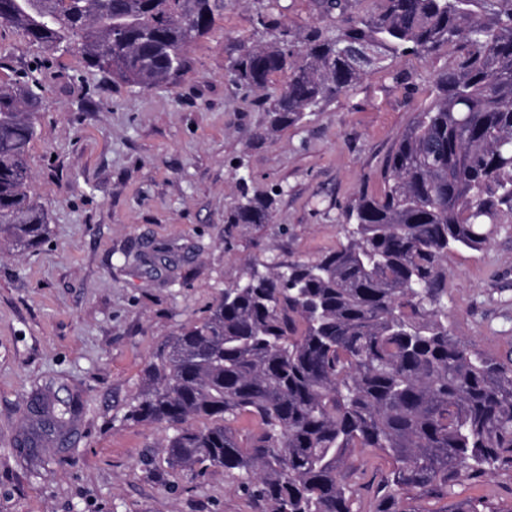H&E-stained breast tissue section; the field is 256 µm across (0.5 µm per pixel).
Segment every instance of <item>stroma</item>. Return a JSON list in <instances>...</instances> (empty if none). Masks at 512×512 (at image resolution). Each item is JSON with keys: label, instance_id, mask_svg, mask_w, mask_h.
Segmentation results:
<instances>
[{"label": "stroma", "instance_id": "obj_1", "mask_svg": "<svg viewBox=\"0 0 512 512\" xmlns=\"http://www.w3.org/2000/svg\"><path fill=\"white\" fill-rule=\"evenodd\" d=\"M267 0H224V16L188 51L171 86L140 90L81 57L40 53L0 24V82L36 78L46 106L29 152L30 187L48 211V239L0 252V512H259L223 471L170 488L147 473L162 428L125 414L146 361L254 268L314 259L344 239L343 211L380 195L383 166L415 112L432 100L433 59L404 56L364 75L298 125L262 136L267 92L234 84L241 45L270 35ZM275 195L269 224H228L242 194ZM484 250L448 255V329L512 359V214L486 225ZM75 407L62 445L36 462L24 438L35 390ZM481 496L512 507V469L459 478L425 512Z\"/></svg>", "mask_w": 512, "mask_h": 512}]
</instances>
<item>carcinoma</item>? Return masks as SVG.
Returning <instances> with one entry per match:
<instances>
[{
  "instance_id": "1",
  "label": "carcinoma",
  "mask_w": 512,
  "mask_h": 512,
  "mask_svg": "<svg viewBox=\"0 0 512 512\" xmlns=\"http://www.w3.org/2000/svg\"><path fill=\"white\" fill-rule=\"evenodd\" d=\"M319 25L284 29L266 15L261 46L229 67L270 98L266 132L302 122L368 70L445 51L434 97L401 134L382 195L344 212L347 242L314 260L251 270L149 361L126 413L171 434L142 460L152 473L220 468L263 512H356L357 448L388 462L373 512H418L409 493L448 495L512 467V362L448 331V252L487 245L485 224L512 212V0H314ZM224 0H0V23L41 53L69 51L108 79L150 89L186 71L190 45ZM342 44L371 52L361 59ZM41 98L0 85V246L45 242L47 213L28 190ZM273 200L241 197L228 224H269ZM29 447L63 441L70 409L32 400ZM242 420L255 423L245 434ZM448 512H507L482 497Z\"/></svg>"
}]
</instances>
